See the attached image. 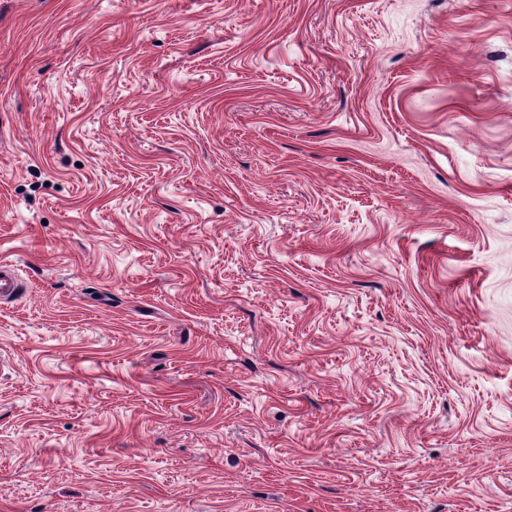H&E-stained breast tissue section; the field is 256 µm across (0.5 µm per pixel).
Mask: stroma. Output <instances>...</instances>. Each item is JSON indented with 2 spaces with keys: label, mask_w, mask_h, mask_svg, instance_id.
Returning <instances> with one entry per match:
<instances>
[{
  "label": "stroma",
  "mask_w": 512,
  "mask_h": 512,
  "mask_svg": "<svg viewBox=\"0 0 512 512\" xmlns=\"http://www.w3.org/2000/svg\"><path fill=\"white\" fill-rule=\"evenodd\" d=\"M0 512H512V0H0Z\"/></svg>",
  "instance_id": "obj_1"
}]
</instances>
